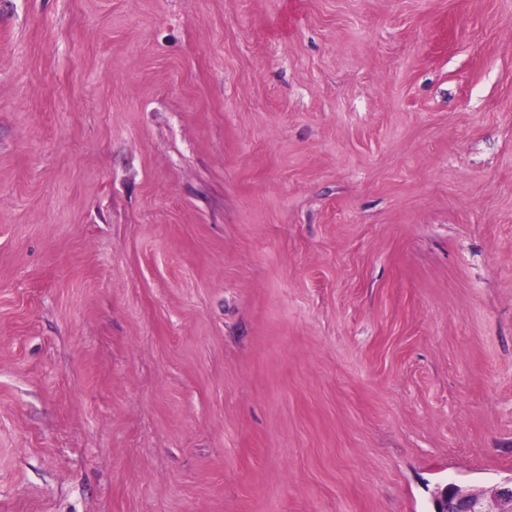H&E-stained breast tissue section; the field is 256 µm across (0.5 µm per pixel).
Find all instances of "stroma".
<instances>
[{"mask_svg":"<svg viewBox=\"0 0 512 512\" xmlns=\"http://www.w3.org/2000/svg\"><path fill=\"white\" fill-rule=\"evenodd\" d=\"M509 482L512 0H0V512Z\"/></svg>","mask_w":512,"mask_h":512,"instance_id":"obj_1","label":"stroma"}]
</instances>
